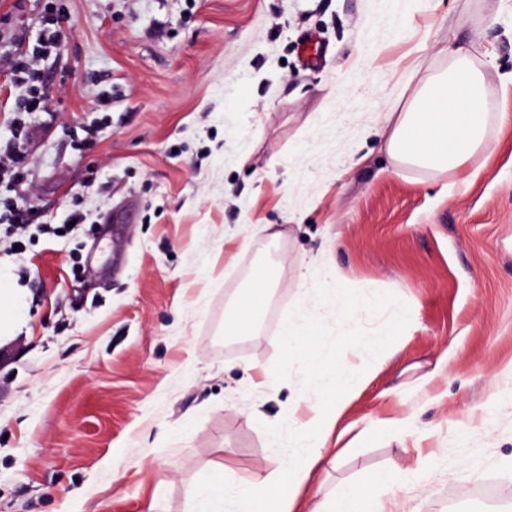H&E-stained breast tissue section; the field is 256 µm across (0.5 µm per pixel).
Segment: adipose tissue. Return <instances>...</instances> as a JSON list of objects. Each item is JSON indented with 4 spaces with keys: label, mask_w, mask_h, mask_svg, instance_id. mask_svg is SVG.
<instances>
[{
    "label": "adipose tissue",
    "mask_w": 512,
    "mask_h": 512,
    "mask_svg": "<svg viewBox=\"0 0 512 512\" xmlns=\"http://www.w3.org/2000/svg\"><path fill=\"white\" fill-rule=\"evenodd\" d=\"M446 53L447 67L421 84L381 143L399 165L459 170L484 145L489 116L487 75L457 36H449ZM270 280L269 271H262L257 288L233 307L227 335H243L253 329ZM22 295L9 265L0 264V335H11L20 328ZM282 336L288 350L307 357L310 384L300 390L299 400L307 403L327 395L331 401L306 424L293 428V451L281 465L252 474L232 490L226 485L225 469L207 473L202 481L205 497L200 512H259L265 500L276 502L279 512H293L302 489L318 474L332 430L364 378L363 372L322 353L317 335L302 336L289 323ZM393 481L392 475H376L371 485L319 502L311 512H379L372 489Z\"/></svg>",
    "instance_id": "1"
}]
</instances>
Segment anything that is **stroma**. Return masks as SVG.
<instances>
[{"mask_svg": "<svg viewBox=\"0 0 512 512\" xmlns=\"http://www.w3.org/2000/svg\"><path fill=\"white\" fill-rule=\"evenodd\" d=\"M51 11L72 27L44 52ZM14 28L44 111L15 112ZM452 33L505 115L464 170L394 167L374 132ZM511 73L512 0H0V143L31 130L22 184L0 176V257L25 289L0 338V512H193L216 465L286 460L313 412L281 329L367 288L380 306L319 326L368 377L299 512L413 468L378 489L383 512H512ZM20 200L35 220L14 255L1 215ZM259 264L256 328L225 335Z\"/></svg>", "mask_w": 512, "mask_h": 512, "instance_id": "stroma-1", "label": "stroma"}]
</instances>
